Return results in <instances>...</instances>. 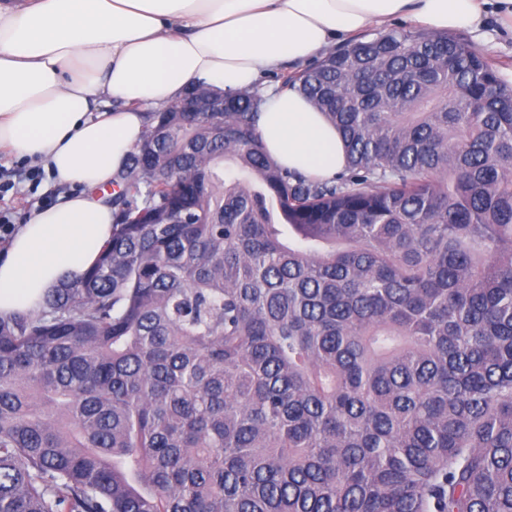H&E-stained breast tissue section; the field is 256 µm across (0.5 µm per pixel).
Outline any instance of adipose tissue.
Masks as SVG:
<instances>
[{
	"mask_svg": "<svg viewBox=\"0 0 512 512\" xmlns=\"http://www.w3.org/2000/svg\"><path fill=\"white\" fill-rule=\"evenodd\" d=\"M512 23V0H0V152L70 186L34 210L0 261V318L40 309L112 238L104 195L145 115L193 84L235 92L289 61L401 16L436 30ZM257 132L282 168L329 181L347 165L335 125L299 91L264 92Z\"/></svg>",
	"mask_w": 512,
	"mask_h": 512,
	"instance_id": "ef3b65f1",
	"label": "adipose tissue"
}]
</instances>
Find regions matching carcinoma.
Returning a JSON list of instances; mask_svg holds the SVG:
<instances>
[{
	"mask_svg": "<svg viewBox=\"0 0 512 512\" xmlns=\"http://www.w3.org/2000/svg\"><path fill=\"white\" fill-rule=\"evenodd\" d=\"M282 86L336 180L253 88L149 112L97 262L0 318V512H512V86L405 28ZM256 128L269 158L282 168L329 181L347 165L336 126L301 92L269 88L263 94Z\"/></svg>",
	"mask_w": 512,
	"mask_h": 512,
	"instance_id": "obj_1",
	"label": "carcinoma"
}]
</instances>
